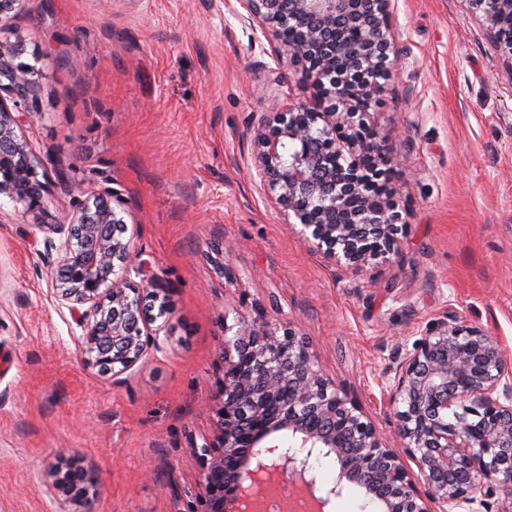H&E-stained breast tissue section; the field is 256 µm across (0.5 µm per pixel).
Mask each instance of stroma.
Listing matches in <instances>:
<instances>
[{
  "label": "stroma",
  "instance_id": "1",
  "mask_svg": "<svg viewBox=\"0 0 512 512\" xmlns=\"http://www.w3.org/2000/svg\"><path fill=\"white\" fill-rule=\"evenodd\" d=\"M403 71L372 107L392 132L404 226L391 262L349 272L311 254L266 199L253 129L270 96L308 97L299 68L261 75L268 52L224 0H22L0 41L37 57L24 129L44 164L45 208L0 195V512H56L49 474L91 471L95 512H191L224 374V325L256 303L309 337L324 372L396 430L382 393L430 325L453 312L512 349V75L465 0H391ZM114 190L134 252L173 312L160 350L102 372L58 306L42 232L72 197ZM232 244L225 282L211 246Z\"/></svg>",
  "mask_w": 512,
  "mask_h": 512
}]
</instances>
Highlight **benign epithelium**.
Here are the masks:
<instances>
[{"label":"benign epithelium","instance_id":"obj_1","mask_svg":"<svg viewBox=\"0 0 512 512\" xmlns=\"http://www.w3.org/2000/svg\"><path fill=\"white\" fill-rule=\"evenodd\" d=\"M480 32L512 72V0H468ZM271 47L277 81L287 62L310 90L301 102H271L253 134L256 175L284 221L326 262L361 270L400 252L403 226L392 186L394 158L367 121L392 78L390 0H224ZM40 73L23 46L0 41V195L38 213L44 195L28 188L47 172L23 129L35 107ZM13 99L8 107L4 97ZM114 191L75 199L57 249L56 298L96 353L121 375L158 345L144 313L152 264L123 237ZM135 266L141 284L117 276ZM224 378L210 434L191 439L202 483L193 512H248L256 484L286 477L316 512H327L346 485L378 512H476L485 497L512 489V356L503 341L456 314L428 328L398 364L383 403L398 418L404 453L389 446L361 404L321 370L308 337L271 327L261 307L224 325ZM333 456L336 481L320 482L311 459ZM423 477L420 491L414 474ZM58 512L84 500L94 512L93 476L73 463L53 471Z\"/></svg>","mask_w":512,"mask_h":512}]
</instances>
